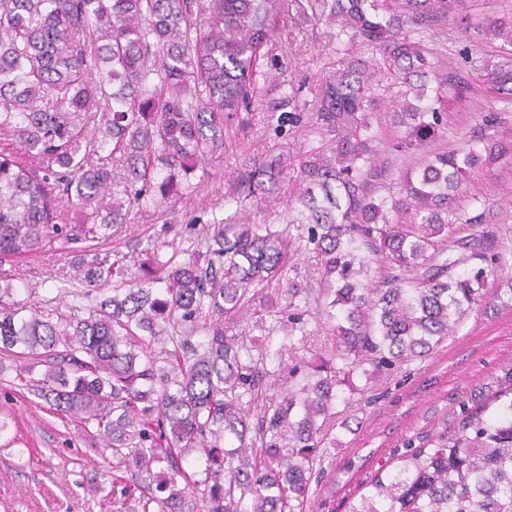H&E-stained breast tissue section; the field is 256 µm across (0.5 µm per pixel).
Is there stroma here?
<instances>
[{
	"label": "stroma",
	"instance_id": "1",
	"mask_svg": "<svg viewBox=\"0 0 512 512\" xmlns=\"http://www.w3.org/2000/svg\"><path fill=\"white\" fill-rule=\"evenodd\" d=\"M334 26L314 28L288 23L275 38L288 49L285 72H274L260 84V99L277 98L281 82L313 88L316 80L341 68L342 60L328 49ZM492 105L482 94L448 114L442 142L456 147L478 127ZM328 140L309 125L293 133L274 134L263 118H255L221 153L205 162L198 189L183 198L132 216L109 238L57 242L26 257L0 259V289L12 287L17 301H40L66 308L90 304L82 261L128 240L155 244L167 257L168 242L191 247L192 229L202 222L223 226L233 214L251 224H278L296 191L283 179L276 197L237 209L235 179L253 163L279 158L295 167L306 152ZM461 203L468 215H483L512 245V157L493 170H473ZM512 366V300L502 299L469 311L455 332L432 354L398 369L372 371L365 390L345 392L338 414L326 428V457L315 467L303 512H348L364 484L384 465L405 438L441 427L454 418L460 399L476 401ZM13 361L0 364V512H107L112 489V457L96 452L73 422L46 411L33 395H21Z\"/></svg>",
	"mask_w": 512,
	"mask_h": 512
}]
</instances>
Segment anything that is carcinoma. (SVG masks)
<instances>
[{
  "label": "carcinoma",
  "mask_w": 512,
  "mask_h": 512,
  "mask_svg": "<svg viewBox=\"0 0 512 512\" xmlns=\"http://www.w3.org/2000/svg\"><path fill=\"white\" fill-rule=\"evenodd\" d=\"M471 2L0 0V134L17 146L0 152V257L95 238L192 194L198 164L251 125L259 60L280 22L325 21L348 36L335 53L349 62L319 80L313 100L285 89L266 109L277 134L308 112L332 134L299 160L284 223L204 224L193 250L156 256L136 275L131 255L97 254L83 279L95 291L112 284L111 294L87 308L9 303L11 289L0 291V355L35 360L41 377L20 387L95 428L124 501L141 512H296L343 388L357 389L367 364L391 370L429 355L482 301L512 247L456 203L470 170L507 154L490 133L502 111L487 110L464 148L436 142L450 106L478 86L512 105V19L486 17L480 36L497 45L477 75L430 44ZM386 82L406 92L393 110L401 136L382 149L371 115ZM424 149L391 187L396 159ZM285 175L278 161L254 165L235 203L262 199ZM64 200L77 223L59 222ZM300 250L321 266L315 286L289 277ZM303 294L333 343L287 370L288 344L255 348L249 332L309 335ZM198 331L204 339L192 340ZM285 370L294 386L269 394ZM458 407L453 426L405 439L398 465L380 467L348 512H512V368ZM131 469L128 483L118 472ZM152 484L158 494L142 492Z\"/></svg>",
  "instance_id": "cac0c4a2"
}]
</instances>
